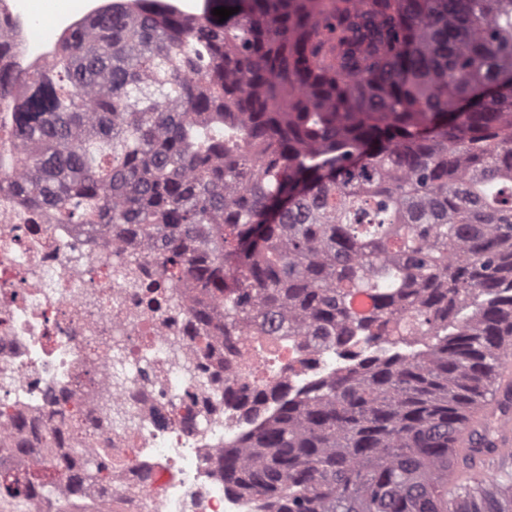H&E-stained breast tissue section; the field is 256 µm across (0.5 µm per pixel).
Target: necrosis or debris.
Segmentation results:
<instances>
[{"mask_svg": "<svg viewBox=\"0 0 512 512\" xmlns=\"http://www.w3.org/2000/svg\"><path fill=\"white\" fill-rule=\"evenodd\" d=\"M84 10L52 33L21 0H0V67L24 77L82 28ZM155 248L133 231L105 245L85 224L19 218L0 207V441L21 434L23 470L40 456L46 435L59 452L98 431L125 465L107 482H90L87 498L129 491L124 512H258L255 501L227 491L214 459L250 428L246 408L215 400L209 385L234 384L236 365L215 329L208 344L196 289L169 287L148 308L146 286L160 278ZM128 350L114 362L109 350Z\"/></svg>", "mask_w": 512, "mask_h": 512, "instance_id": "obj_1", "label": "necrosis or debris"}]
</instances>
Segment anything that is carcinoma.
<instances>
[{
	"mask_svg": "<svg viewBox=\"0 0 512 512\" xmlns=\"http://www.w3.org/2000/svg\"><path fill=\"white\" fill-rule=\"evenodd\" d=\"M0 199L135 225L248 360L336 354L280 392L240 372L278 408L216 465L262 512H512V454L449 448L512 337V0L113 3L22 87L0 71ZM122 465L48 437L0 501L97 512L85 484ZM280 347L284 348L287 355V359L282 365V372L278 377V380H288V360H291L294 355L297 358H307L308 361L313 359H324L326 353L319 348L315 347L307 341V338L302 336H280ZM301 346V348H299ZM324 364L327 368L331 367L329 358H326Z\"/></svg>",
	"mask_w": 512,
	"mask_h": 512,
	"instance_id": "obj_1",
	"label": "carcinoma"
}]
</instances>
